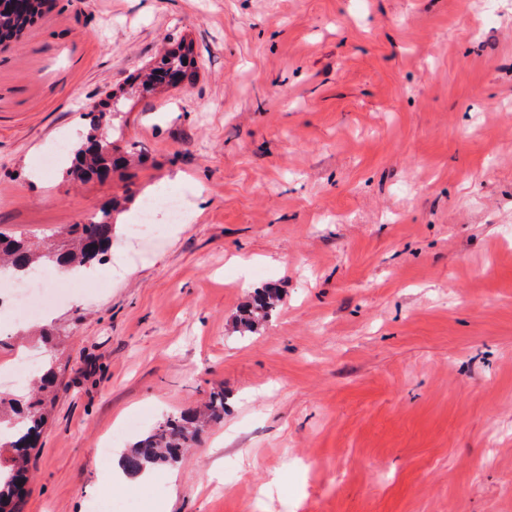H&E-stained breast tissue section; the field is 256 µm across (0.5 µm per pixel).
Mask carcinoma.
<instances>
[{
	"mask_svg": "<svg viewBox=\"0 0 512 512\" xmlns=\"http://www.w3.org/2000/svg\"><path fill=\"white\" fill-rule=\"evenodd\" d=\"M46 0H0V43L17 37L35 22ZM190 46L179 42L157 61L141 80L144 91L158 86H175L194 80L196 70L190 59ZM114 96L99 102L97 111L86 113L89 132L70 153L68 175L76 181L101 179L108 172L116 173L127 167L128 155L135 144L122 150L115 145L114 116L117 103ZM119 202L100 211L86 222L69 224L65 228L66 244L58 249L33 244L22 238L0 233V277L22 275L48 266L65 269H90L106 260L115 230L113 213ZM280 291L272 284L259 289L242 310L239 325L246 332L272 317ZM57 377L48 363L34 373L29 392L16 397L0 394V428L13 430L5 443L0 442V456L9 454L8 462H0V512H16L24 485L29 478L28 450L35 447L48 414V406L56 397ZM224 419V392H213L200 410L188 409L169 416L152 431L134 443L122 456L121 464L131 477L149 468L179 462L182 450L194 444L206 426Z\"/></svg>",
	"mask_w": 512,
	"mask_h": 512,
	"instance_id": "cac0c4a2",
	"label": "carcinoma"
}]
</instances>
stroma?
Listing matches in <instances>:
<instances>
[{
    "mask_svg": "<svg viewBox=\"0 0 512 512\" xmlns=\"http://www.w3.org/2000/svg\"><path fill=\"white\" fill-rule=\"evenodd\" d=\"M47 0L0 46V232L61 241L123 189L100 288L56 304L21 512H512V0ZM191 45L187 87L136 80ZM121 96L127 181L43 171ZM187 219L128 229L147 196ZM281 290L255 331V288ZM224 419L111 481L161 419ZM111 455L100 453L113 435ZM233 462L234 480L213 477ZM279 301V289L272 284L265 285L255 293L252 301L242 310L238 320L239 325L245 332L254 331L260 321L272 317Z\"/></svg>",
    "mask_w": 512,
    "mask_h": 512,
    "instance_id": "obj_1",
    "label": "stroma"
}]
</instances>
